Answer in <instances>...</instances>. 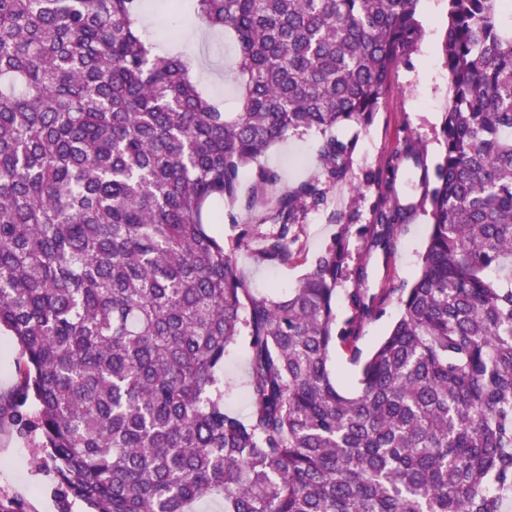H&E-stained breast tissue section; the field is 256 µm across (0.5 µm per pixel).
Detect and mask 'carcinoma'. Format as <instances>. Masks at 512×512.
<instances>
[{
  "instance_id": "cac0c4a2",
  "label": "carcinoma",
  "mask_w": 512,
  "mask_h": 512,
  "mask_svg": "<svg viewBox=\"0 0 512 512\" xmlns=\"http://www.w3.org/2000/svg\"><path fill=\"white\" fill-rule=\"evenodd\" d=\"M229 30L241 108L194 81L193 58L142 39L141 0H0V329L14 336L11 419L85 512H503L512 503V9L447 0L449 104L440 160L408 138L375 180L388 199L363 227L389 248L429 206L409 284L379 303L347 292V231L281 295L256 294L208 233L213 204L263 207L235 247L289 263L295 229L346 181L356 140L422 37L419 0H175ZM321 135L320 169L269 198L259 162ZM420 170L417 204L395 189ZM394 296L399 315L332 379L334 346ZM242 341L250 416L224 407V357ZM350 355L343 346H337L332 355L333 378L345 394H352L357 389L358 368L350 361Z\"/></svg>"
}]
</instances>
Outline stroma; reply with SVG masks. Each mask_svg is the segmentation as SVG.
<instances>
[{"label":"stroma","mask_w":512,"mask_h":512,"mask_svg":"<svg viewBox=\"0 0 512 512\" xmlns=\"http://www.w3.org/2000/svg\"><path fill=\"white\" fill-rule=\"evenodd\" d=\"M147 23L144 38L158 55L192 51L199 66L195 81L225 111L240 107L236 51L229 31L200 29L190 13L175 14L163 0H145ZM418 17L424 35L409 59L400 63L391 89L369 124L348 129L357 147L347 182L328 186L327 201L308 213L296 249L298 258L272 267L257 261L252 250L236 251L237 267L257 293L287 292L296 286L307 268L344 235L351 254L345 289L359 288L366 296L412 281L429 233L428 217L415 211L403 224L390 251L370 247L361 236V225L371 223L373 208L386 188L371 181V174L386 169L404 136L421 140L428 165L441 154L436 138L441 114L449 97L448 74L442 64L440 43L446 23L444 0H420ZM320 137L316 133L291 136L271 146L262 156L266 167L278 171L280 188L293 187L315 171ZM18 346L9 334H0V404L16 400L19 382ZM248 362L243 346L231 349L224 362V405L245 417L249 414ZM0 503L12 504L14 512H82L83 506L66 496L51 462L37 463L30 441L9 419L0 420Z\"/></svg>","instance_id":"1"}]
</instances>
